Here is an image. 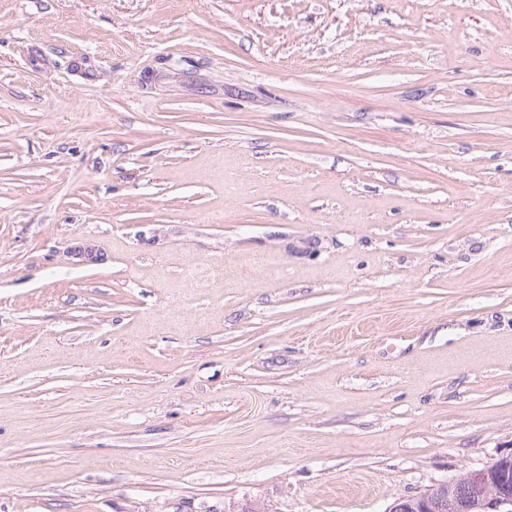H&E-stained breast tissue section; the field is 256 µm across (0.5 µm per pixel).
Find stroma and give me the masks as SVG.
<instances>
[{"instance_id":"1","label":"stroma","mask_w":512,"mask_h":512,"mask_svg":"<svg viewBox=\"0 0 512 512\" xmlns=\"http://www.w3.org/2000/svg\"><path fill=\"white\" fill-rule=\"evenodd\" d=\"M510 454L512 0H0V512Z\"/></svg>"}]
</instances>
